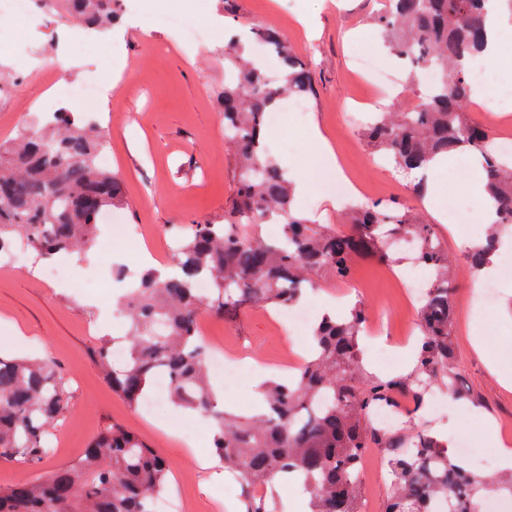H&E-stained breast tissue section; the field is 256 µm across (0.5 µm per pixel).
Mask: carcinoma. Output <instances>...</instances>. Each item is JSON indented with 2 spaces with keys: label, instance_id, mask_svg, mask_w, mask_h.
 <instances>
[{
  "label": "carcinoma",
  "instance_id": "1",
  "mask_svg": "<svg viewBox=\"0 0 512 512\" xmlns=\"http://www.w3.org/2000/svg\"><path fill=\"white\" fill-rule=\"evenodd\" d=\"M37 2L87 28L104 30L116 22L114 0ZM487 2L388 0L374 21L391 53L408 61L411 82L419 81L424 67L440 68L447 78L416 106L374 113L362 132L397 170H427L437 156L460 150L481 158L495 218L467 249L477 270L499 251L500 228L512 224V161L497 155L491 131L460 107L472 91L466 62L486 45ZM252 34L280 59L283 74L269 77L239 40L229 41L224 142L233 154L235 189L224 223L175 225L173 271L144 272L126 301L125 360L113 367L105 341L96 363L133 404L144 399L157 373L172 379L171 401L211 424L212 448L242 489L237 512H272L266 490L276 474L296 480L309 497V512H362L361 459L373 449L383 453L390 478L384 512H481L487 491L512 496V473L477 475L448 453L447 442L427 432H389L373 422L380 409L399 413L402 398L421 406L433 390L455 387L451 261L432 225L418 223L406 208L352 206L346 230L296 213L286 173L267 152L263 115L286 96L307 95L311 72L277 27L257 26ZM107 146L97 124L65 110L0 144V254L20 242L52 262L95 246L101 214L125 198L122 179L100 163ZM270 215L282 226L281 241L259 231ZM407 239L432 272L419 308L413 377L366 372L359 336L368 314L358 305L344 317L324 315L311 325V354L288 380L265 384L261 416L244 418L218 407L208 380V347L199 336L202 312L234 318L253 307L296 306L313 273L330 270L348 281L356 262H389ZM203 275L214 283L206 297L195 288ZM69 407L68 384L47 362L0 356L1 459L32 466L50 457L53 428ZM169 471L145 441L113 424L76 462L0 489V512H151Z\"/></svg>",
  "mask_w": 512,
  "mask_h": 512
}]
</instances>
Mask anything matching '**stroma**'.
Segmentation results:
<instances>
[{
    "instance_id": "35a3bbf8",
    "label": "stroma",
    "mask_w": 512,
    "mask_h": 512,
    "mask_svg": "<svg viewBox=\"0 0 512 512\" xmlns=\"http://www.w3.org/2000/svg\"><path fill=\"white\" fill-rule=\"evenodd\" d=\"M150 0H117L121 18L117 28L118 52H110L109 32L86 33V41L100 43L97 51L75 54L61 47L64 24L40 8H32L25 22L0 13V30L21 29L19 40L0 43V141L19 129L37 123L41 109L52 106L60 89L92 80L107 86L113 74L121 79L116 91L98 96L94 113L101 120L112 151L111 169L126 186L127 204L119 213L127 224L150 225L158 238H168L174 224L208 220L220 222L233 192V162L224 147V35L205 30L198 41L183 40L158 18L151 32L133 26ZM170 11L202 10L218 15L227 28L246 30L258 23L277 26L295 51L307 62L315 80L313 94L303 113L287 112L281 125L266 140L269 154L278 162L305 163L304 146L311 127H319L332 145L344 174L370 189L365 202L405 206L432 224L453 261L457 292L454 299L453 338L455 366L463 399L446 400L443 407L423 405L407 425L448 438L467 436L472 452L470 470L501 472L493 430L512 424V353L502 351L500 337L512 331V277L498 276L494 300L473 305L471 284L479 279L464 256L468 238L463 230L478 226L472 210L436 220L414 190L415 177L396 173L364 142L361 128L367 116L356 106L362 100L375 104H414L420 92L408 80L404 61L391 55L371 24V12L381 0H165ZM372 57L391 83L376 89L354 72V60ZM113 264L103 266L94 256H70L83 264L92 278L110 280L120 287V274L138 275L145 265L137 247L120 238L112 240ZM33 259L12 268L0 267V353L37 355L67 381L71 404L55 427L56 453L42 466L0 461V487L34 479L44 471L74 462L105 427L119 424L133 431L165 457L174 473L167 493L196 505L214 501L224 512H236L239 486L208 488V474L200 473L194 456L174 439L181 411L168 407L160 416L141 413L126 402L103 378L94 355L103 338L125 335V321L109 319L116 296L100 302L86 297L66 281L52 280L36 271ZM409 273L408 251H399L392 264L358 262L351 281L336 282L330 272L314 277L323 300L343 305L362 302L385 318L380 330L366 336L365 348L399 344L402 332L415 329L416 312L402 308V287L387 276L388 267ZM266 310L250 309L232 323L204 314L200 333L212 346L242 349L269 366L270 375L281 368L274 359L279 346L297 350L302 336L275 340Z\"/></svg>"
}]
</instances>
